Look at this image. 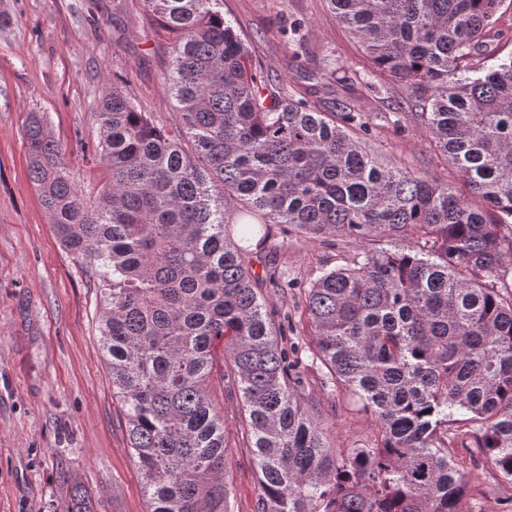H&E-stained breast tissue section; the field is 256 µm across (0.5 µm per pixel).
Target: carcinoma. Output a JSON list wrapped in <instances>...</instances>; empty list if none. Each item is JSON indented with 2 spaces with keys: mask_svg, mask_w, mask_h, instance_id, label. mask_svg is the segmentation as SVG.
Masks as SVG:
<instances>
[{
  "mask_svg": "<svg viewBox=\"0 0 512 512\" xmlns=\"http://www.w3.org/2000/svg\"><path fill=\"white\" fill-rule=\"evenodd\" d=\"M328 2L480 207L369 148L332 57L309 76L332 110L285 94L224 0H145L177 36L164 88L178 112L159 127L112 81L98 112L109 178L94 200L44 116L27 117L54 233L103 269L102 351L147 512H232L216 379L242 405L255 512H482L466 500L458 439L512 483V292L496 285L512 266V54L486 65L505 0ZM293 235L359 248L350 265L317 269L304 301L323 384L376 427L346 454L263 301L296 285L281 261Z\"/></svg>",
  "mask_w": 512,
  "mask_h": 512,
  "instance_id": "1",
  "label": "carcinoma"
}]
</instances>
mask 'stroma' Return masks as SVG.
<instances>
[{
	"label": "stroma",
	"instance_id": "stroma-1",
	"mask_svg": "<svg viewBox=\"0 0 512 512\" xmlns=\"http://www.w3.org/2000/svg\"><path fill=\"white\" fill-rule=\"evenodd\" d=\"M0 14V512H68L76 486L95 512H146L100 345L101 272L56 238L29 177L24 121L28 113L44 114L71 177L95 197L107 176L95 155L98 103L122 77L141 109L158 126H170L176 108L163 76L174 37L144 0H0ZM224 17L295 96L304 95L324 55L336 57L361 110L388 115L368 144L467 195L430 138L393 113L396 95L386 83L367 88L370 63L327 0H224ZM294 22L302 25L296 36L287 32ZM355 251L331 238H289L288 266L299 285L279 309L294 324L300 356L314 346L302 317L304 285L316 268L343 266ZM308 391L322 406L321 424L336 450L373 437L371 417L328 395L318 373L310 374ZM210 398L224 417L232 512H254L257 479L241 434V402L217 382ZM466 496L484 512H498L512 501V484L483 461Z\"/></svg>",
	"mask_w": 512,
	"mask_h": 512
}]
</instances>
